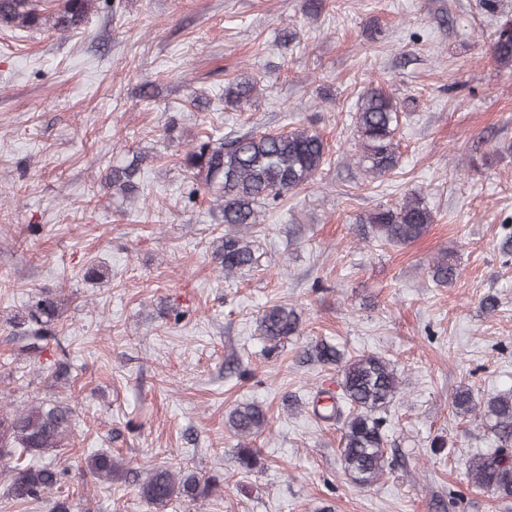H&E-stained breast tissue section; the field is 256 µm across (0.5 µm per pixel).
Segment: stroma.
<instances>
[{
  "mask_svg": "<svg viewBox=\"0 0 512 512\" xmlns=\"http://www.w3.org/2000/svg\"><path fill=\"white\" fill-rule=\"evenodd\" d=\"M100 0L70 33L0 27V408L66 400L79 418L48 457L71 469L73 512H149L136 485L82 470L97 451L131 467L217 475L206 500L166 512H512L476 489L467 462L491 448L451 400L512 389V67L491 38L512 0ZM260 81L254 105L225 108L224 85ZM415 100L389 176L356 164L353 122L369 82ZM159 94L140 99L142 83ZM315 125L329 147L317 179L257 212V267L225 278L212 260L227 233L214 196L180 167L198 136ZM134 152L151 156L144 196L129 204L104 176ZM435 221L406 246L362 239L356 219L411 192ZM455 256L453 284L428 265ZM104 276L88 280L87 264ZM67 307L69 370L51 381L17 356L8 318L40 290ZM499 306L487 312L486 297ZM285 303L301 333L270 352L264 307ZM324 341L346 355L390 359L401 395L384 415L393 468L358 488L339 460L340 431L309 402L337 390L335 369L303 362ZM255 401L266 430L243 441L226 425ZM257 449L245 471L237 450Z\"/></svg>",
  "mask_w": 512,
  "mask_h": 512,
  "instance_id": "stroma-1",
  "label": "stroma"
}]
</instances>
